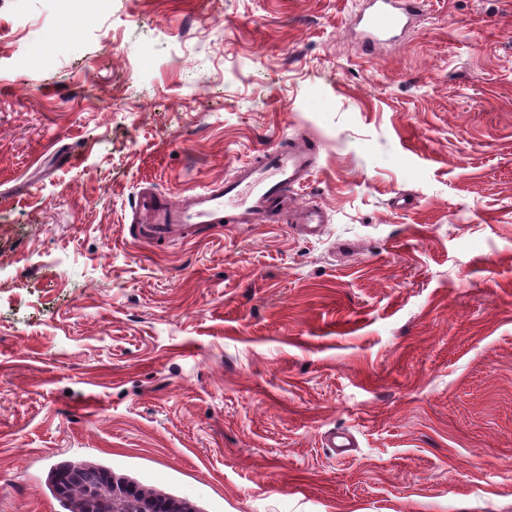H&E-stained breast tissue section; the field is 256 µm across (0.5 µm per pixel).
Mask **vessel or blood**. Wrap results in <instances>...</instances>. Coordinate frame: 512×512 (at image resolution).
Returning a JSON list of instances; mask_svg holds the SVG:
<instances>
[{"instance_id":"obj_1","label":"vessel or blood","mask_w":512,"mask_h":512,"mask_svg":"<svg viewBox=\"0 0 512 512\" xmlns=\"http://www.w3.org/2000/svg\"><path fill=\"white\" fill-rule=\"evenodd\" d=\"M423 0H368V10L357 16L354 30L362 49L396 40L411 25ZM317 154L306 142L279 145L260 159L238 166L227 182L217 181L201 191L171 202L154 191L138 192L129 233L148 244L183 243L222 229L227 224H272L288 207L289 189L309 179ZM297 222L303 234L322 233L321 210L299 209Z\"/></svg>"}]
</instances>
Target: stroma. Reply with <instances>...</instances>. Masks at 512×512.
Segmentation results:
<instances>
[{
    "instance_id": "obj_1",
    "label": "stroma",
    "mask_w": 512,
    "mask_h": 512,
    "mask_svg": "<svg viewBox=\"0 0 512 512\" xmlns=\"http://www.w3.org/2000/svg\"><path fill=\"white\" fill-rule=\"evenodd\" d=\"M359 6L0 0V512L77 459L199 512H512V0L371 54ZM290 138L321 235L129 236Z\"/></svg>"
}]
</instances>
